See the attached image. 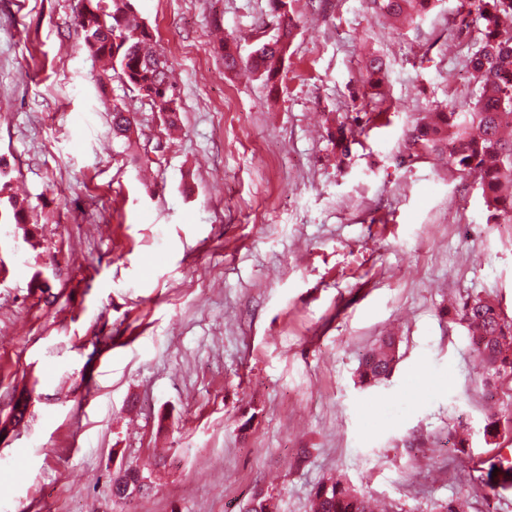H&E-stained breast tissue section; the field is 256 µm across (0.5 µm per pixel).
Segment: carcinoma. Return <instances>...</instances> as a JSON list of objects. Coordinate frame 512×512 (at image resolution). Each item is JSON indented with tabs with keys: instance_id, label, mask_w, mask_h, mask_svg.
I'll list each match as a JSON object with an SVG mask.
<instances>
[{
	"instance_id": "obj_1",
	"label": "carcinoma",
	"mask_w": 512,
	"mask_h": 512,
	"mask_svg": "<svg viewBox=\"0 0 512 512\" xmlns=\"http://www.w3.org/2000/svg\"><path fill=\"white\" fill-rule=\"evenodd\" d=\"M86 12L77 19L83 47L92 57L104 61L107 69L98 75L100 85L117 77L124 85L146 100L161 115L164 123L178 121L176 84L165 56L153 46L154 36L135 13L133 0H86ZM434 0H382L380 7L394 17L420 18ZM271 12L280 20L277 34L259 43L243 58L227 47V70L245 67L268 83H276L294 39L295 25L288 15V0H269ZM462 17L456 34L470 27L469 17L481 26L482 38L469 58L475 89L470 105L463 110L437 112L426 122L417 123L409 139V149L439 152L455 145L448 162L459 172L476 178L487 212V223H512V140L500 134V128L512 124V0H463ZM125 106L112 104V138L132 151L139 140L134 121L124 115ZM337 152L349 155L351 132L343 124L330 133ZM11 213L0 211L1 224L27 223V206L9 198ZM454 317L472 328L470 344L476 354L479 380L487 393L492 381L512 377V319H507L500 305L488 297L466 295L454 309ZM395 362V341L389 338L362 360L359 383L375 385L391 374ZM512 427V418L492 415L484 421L482 434L497 444L504 430ZM453 452L473 462L466 485L472 492L484 490L488 479L500 476L512 481V462L494 454L474 459L470 433L456 432ZM139 471L128 469L112 484L113 496L128 497L136 490ZM272 497L259 490L252 494L244 512H275ZM314 512H370L368 498L348 483L336 479L319 485L313 495Z\"/></svg>"
}]
</instances>
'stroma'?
Listing matches in <instances>:
<instances>
[{"mask_svg": "<svg viewBox=\"0 0 512 512\" xmlns=\"http://www.w3.org/2000/svg\"><path fill=\"white\" fill-rule=\"evenodd\" d=\"M277 85L225 73L275 33L268 0H136L174 71L178 129L135 92L96 85L76 0H0V168L29 223L0 224V512H241L259 489L312 512L340 478L390 512H512V487L471 497L449 431L487 456L486 395L448 305L512 318V225L490 224L447 155H408L425 113L470 102L481 38L435 0L393 27L373 0H288ZM381 57L384 93L370 87ZM138 122L136 155L105 101ZM354 132L348 158L328 137ZM395 337L389 380L364 354ZM140 468L143 491L112 495ZM139 471L136 469H128L123 474L118 475L112 484L113 496L117 499H124L131 495L136 490L138 483L140 484V490L143 488V484L140 481ZM128 486L130 487L129 493L127 492Z\"/></svg>", "mask_w": 512, "mask_h": 512, "instance_id": "1", "label": "stroma"}]
</instances>
